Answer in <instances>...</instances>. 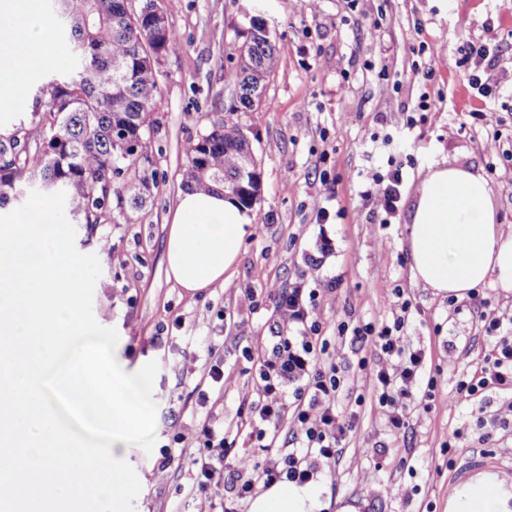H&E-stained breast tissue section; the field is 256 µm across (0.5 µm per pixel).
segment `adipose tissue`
I'll list each match as a JSON object with an SVG mask.
<instances>
[{
  "instance_id": "obj_1",
  "label": "adipose tissue",
  "mask_w": 512,
  "mask_h": 512,
  "mask_svg": "<svg viewBox=\"0 0 512 512\" xmlns=\"http://www.w3.org/2000/svg\"><path fill=\"white\" fill-rule=\"evenodd\" d=\"M37 0H0V95L18 96L30 72L58 56ZM251 226L246 209L223 194L183 192L167 226L169 279L188 292L224 284ZM408 252L415 279L441 297L490 285L512 291V230L497 224L487 180L455 166L429 171L410 213ZM313 485H276L250 512H321Z\"/></svg>"
}]
</instances>
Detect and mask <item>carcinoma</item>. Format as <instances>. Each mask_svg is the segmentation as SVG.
<instances>
[{
	"label": "carcinoma",
	"mask_w": 512,
	"mask_h": 512,
	"mask_svg": "<svg viewBox=\"0 0 512 512\" xmlns=\"http://www.w3.org/2000/svg\"><path fill=\"white\" fill-rule=\"evenodd\" d=\"M154 8L155 0H139L133 23L125 0H56L60 45L77 69L39 85L31 121L0 134V204L36 181L65 192V211L78 224L95 227L112 198L126 194L124 218L135 220L155 181L139 164L149 160L146 130L159 101V68L178 48L169 25H154ZM237 56L233 108L247 110L262 101L279 62L261 18L253 17ZM253 157L240 129L216 122L189 143L182 187L225 193L249 210L261 186L260 170L246 168Z\"/></svg>",
	"instance_id": "obj_1"
}]
</instances>
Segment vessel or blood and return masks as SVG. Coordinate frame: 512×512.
Here are the masks:
<instances>
[{
	"mask_svg": "<svg viewBox=\"0 0 512 512\" xmlns=\"http://www.w3.org/2000/svg\"><path fill=\"white\" fill-rule=\"evenodd\" d=\"M449 492H463L474 502H495L498 512H512V459L469 451L448 478Z\"/></svg>",
	"mask_w": 512,
	"mask_h": 512,
	"instance_id": "obj_1",
	"label": "vessel or blood"
}]
</instances>
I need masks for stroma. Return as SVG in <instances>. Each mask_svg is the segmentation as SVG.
<instances>
[{
  "label": "stroma",
  "instance_id": "obj_1",
  "mask_svg": "<svg viewBox=\"0 0 512 512\" xmlns=\"http://www.w3.org/2000/svg\"><path fill=\"white\" fill-rule=\"evenodd\" d=\"M260 15L276 39L279 63L267 81L263 101L232 110L237 47L250 27L251 0H163L168 23L180 43L160 67V99L151 114L149 163L156 184L135 222L112 206L94 229L76 227L80 252L96 254L102 274L93 296L99 324L115 328V358L125 372L154 361L157 404L152 453L132 447L123 457L136 470L141 492L134 512H194L186 491L199 451L200 416L195 386L209 365L224 367L226 384L216 412L236 419L253 398L255 369L244 349L263 352L282 324L269 297L272 288L298 280L321 291L323 334L336 359L347 364L363 403L341 399L340 414L357 413L336 465L318 480L322 512H443L448 502V454L453 431L465 446L478 436L480 414L512 416V391L491 393L485 407L458 403L455 386L474 371L487 345L469 312L454 313L447 300L418 284L407 250V226L419 185L441 164L486 175L503 227H512V179L490 174L500 165L491 127L472 125L465 99L471 90L457 65L462 40H482V24L496 12H512V0H262ZM73 60L48 59L27 81L22 107L0 102V130L32 118L31 88L49 70L72 69ZM387 80H380V73ZM435 105L389 155L404 162L406 183L395 223L380 224L370 202L358 195L366 166L365 144L394 132L401 113L420 96ZM240 128L250 139L261 171V200L251 210L250 234L228 282L195 293L167 276L164 225L182 191L186 148L214 121ZM335 177L321 182L322 170ZM332 217L319 226L316 215ZM333 250L317 265L320 232ZM403 289L417 312L402 337L405 348L424 349L428 372L437 379L432 398L425 380L413 389L410 427L393 434L385 410L368 393L359 361L376 367L380 352L334 341L336 320L381 324L397 309ZM216 340L207 352L205 337ZM174 464L160 469L161 452Z\"/></svg>",
  "mask_w": 512,
  "mask_h": 512
}]
</instances>
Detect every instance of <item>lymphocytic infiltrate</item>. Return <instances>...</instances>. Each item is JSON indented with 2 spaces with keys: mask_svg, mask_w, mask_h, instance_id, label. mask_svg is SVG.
Returning a JSON list of instances; mask_svg holds the SVG:
<instances>
[{
  "mask_svg": "<svg viewBox=\"0 0 512 512\" xmlns=\"http://www.w3.org/2000/svg\"><path fill=\"white\" fill-rule=\"evenodd\" d=\"M499 28V19L487 17L485 41H465L459 47L458 64L465 68L470 88L486 99L498 94L494 69ZM387 166V171H374L361 183L358 194L375 203L383 223L389 224L399 211L404 177L403 167L396 161H388ZM319 294V289L305 287L300 281L276 292V307L284 328L258 356L255 398L249 412L240 415L235 426H224L209 409L210 390L224 387L223 367L210 366L205 376L207 386L198 392V405L205 415L197 431L202 450L193 460L195 474L190 488L198 512H238L240 502L260 490L281 482L316 481L323 468L341 454L344 441L355 428V419L336 411V401L347 391L349 379L321 334ZM395 295L400 303L392 322L379 327L370 323L353 326L340 319L336 322V337L373 345L385 361L399 359V372L390 371L384 363L371 371L370 381L375 400L386 409L388 427L401 433L410 425L407 402L425 366L426 353L402 348L400 340L409 322L412 301L405 298L403 289H396ZM468 307L480 324L489 350L481 365L458 381L455 393L458 401L482 403L490 392L512 391V314L489 310L487 301L476 292L470 295ZM284 421L292 436L281 447L277 444L278 430ZM245 431L260 441L265 459L261 464L225 474V462ZM220 485L226 495L217 505L208 491Z\"/></svg>",
  "mask_w": 512,
  "mask_h": 512,
  "instance_id": "1",
  "label": "lymphocytic infiltrate"
}]
</instances>
